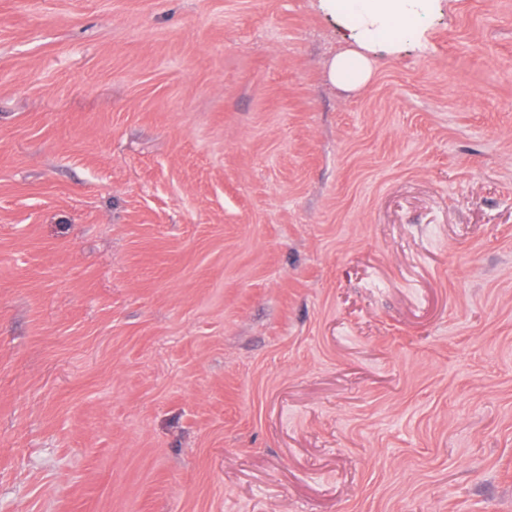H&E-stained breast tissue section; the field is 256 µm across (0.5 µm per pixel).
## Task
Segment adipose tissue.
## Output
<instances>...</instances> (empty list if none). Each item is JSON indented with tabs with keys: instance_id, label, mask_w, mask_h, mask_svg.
Returning <instances> with one entry per match:
<instances>
[{
	"instance_id": "obj_1",
	"label": "adipose tissue",
	"mask_w": 512,
	"mask_h": 512,
	"mask_svg": "<svg viewBox=\"0 0 512 512\" xmlns=\"http://www.w3.org/2000/svg\"><path fill=\"white\" fill-rule=\"evenodd\" d=\"M335 12L351 47L332 61L329 76L339 87L356 89L371 76L370 53L394 49L405 42H422L425 18L435 13L439 0H320Z\"/></svg>"
}]
</instances>
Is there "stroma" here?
Returning a JSON list of instances; mask_svg holds the SVG:
<instances>
[{
  "label": "stroma",
  "mask_w": 512,
  "mask_h": 512,
  "mask_svg": "<svg viewBox=\"0 0 512 512\" xmlns=\"http://www.w3.org/2000/svg\"><path fill=\"white\" fill-rule=\"evenodd\" d=\"M345 48L0 0V512H512V0Z\"/></svg>",
  "instance_id": "1"
}]
</instances>
